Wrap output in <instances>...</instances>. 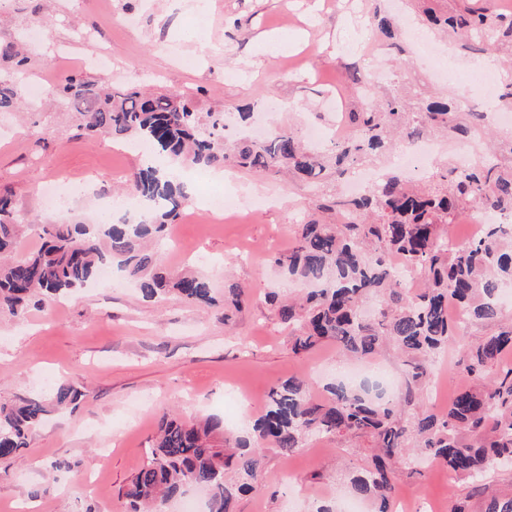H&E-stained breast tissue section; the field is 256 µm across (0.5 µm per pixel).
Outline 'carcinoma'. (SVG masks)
<instances>
[{
  "mask_svg": "<svg viewBox=\"0 0 512 512\" xmlns=\"http://www.w3.org/2000/svg\"><path fill=\"white\" fill-rule=\"evenodd\" d=\"M428 21L457 31L463 47L490 53L512 44V16L484 7L448 16L427 12ZM21 40L0 38V112H16L24 94L20 67ZM64 96L78 118L76 130L88 138L103 137L145 145L149 153L166 154L178 164L209 167L228 163L257 174L286 169L308 185L319 182L324 166L317 151L292 132L274 128L261 141L240 139L231 148L224 138L222 112L202 113L183 94L154 95L133 86L70 78L50 88L47 99ZM459 108L446 100L424 104L411 116L406 103L391 98L367 103L351 113L355 134L335 143L336 164H353L363 155L381 156L394 135L413 142L427 127H442L465 138L479 122L458 120ZM437 184L416 190L395 176H386L366 194L317 204L319 211H336V223L322 224L305 214L297 225L295 246L274 258L284 274L313 283L304 303L278 299L282 323L291 329L295 352H308L332 340L345 352L367 355L384 344L408 357L410 381L404 402H423L434 354L448 344L453 325L448 302L453 301L471 321H498L503 311L497 288L512 281V229L489 224L482 238L448 247L441 226L452 224L466 209L480 203L512 213V173L496 163L477 162L462 172L447 168L436 173ZM134 196L149 202L151 211L140 222L114 223L100 216L74 224L29 220L8 197H0V314L23 317L33 298L75 293L87 286L98 269L108 265L153 298L172 289L202 308L211 307L208 279L199 272L169 277L161 267L171 223L190 197L177 182L173 168L150 165L134 176ZM41 244L22 258L15 256L20 227ZM398 254L423 283L410 294L387 267V255ZM378 296L381 306L369 319L364 299ZM512 351V323L463 350L460 365L473 378L472 387L452 399L442 414L422 412L412 420L400 405L381 403L379 385L344 384L326 387L317 401L310 385L289 379L270 388L263 413L252 432L237 440L231 454L216 446L224 434L215 417L187 422L163 415L159 434L148 448L146 462L124 492L127 512H161L162 506L190 487L207 489L208 512H234L238 496L263 477L265 447L289 454L314 435L367 436L377 450L373 468L355 475L353 494L368 498L372 512H391L392 470L400 461L418 472L438 462L475 490L486 489L492 471H512V367L491 377L487 367ZM80 392L61 385L49 398H23L0 404V458L26 447L28 433L41 424L46 403L58 407L77 402Z\"/></svg>",
  "mask_w": 512,
  "mask_h": 512,
  "instance_id": "cac0c4a2",
  "label": "carcinoma"
}]
</instances>
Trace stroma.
Wrapping results in <instances>:
<instances>
[{"label": "stroma", "instance_id": "1", "mask_svg": "<svg viewBox=\"0 0 512 512\" xmlns=\"http://www.w3.org/2000/svg\"><path fill=\"white\" fill-rule=\"evenodd\" d=\"M8 0L0 5V35L40 27L46 40L28 48L27 79L59 84L67 78L103 79L100 70L80 64L86 48L78 30L95 27L113 62L137 73L133 84L160 94L192 95L201 112L229 118L224 135L239 137L235 117L263 113L264 123L307 138L309 126L328 129L332 98L345 112L362 111L366 101L393 97L418 111L432 95L486 102L481 80L512 74L506 58L468 52L448 55L447 38L429 34L424 46L408 37L393 42L371 31L374 10L417 17L418 0ZM282 28L301 29L308 38L296 53L297 71L282 69L278 58L254 66L263 36ZM200 55L196 69L178 66L159 43ZM373 79L370 96L356 94L352 73ZM46 133L29 135L24 117L4 116L11 129L0 140V192L30 218L72 221L94 217L101 193L118 200L130 191L135 174L147 164L134 145L120 140L76 136L62 105L42 107ZM478 153L495 151L502 169H512V123L487 125L474 134ZM224 180L212 168L183 166L177 178L191 182L197 196L223 191L230 213L223 219L184 210L170 227L172 243L163 254L173 272L196 269L211 282L215 307L200 308L171 293L158 301L143 298L138 287H88L49 307H30L25 317L0 315V404L44 396L59 385L78 388L76 408L49 410L28 436L19 458L0 459V512L18 501H33L38 512H125L119 491L146 461L145 450L163 412L186 418L213 415L237 435L244 422L229 388L247 390L253 415H261L271 387L301 378L322 399L326 384L347 361L335 343L294 352L288 330L265 302L269 291L291 293L289 280L274 266L287 253L303 213L315 194L295 178L258 175L225 168ZM55 182L80 184V191L57 209L47 208L41 192ZM272 194V204L257 209L253 200ZM250 259H242V252ZM244 288V308L225 319L222 301L230 285ZM496 323L474 321L463 343H450L436 357L439 395L433 412L447 410L453 395L471 387L454 367L463 345L478 343ZM371 462L367 439L322 436L293 455L268 449L264 480L241 496L236 512H318L340 507L351 478ZM98 481L86 488L87 477ZM394 492L411 504L420 498L443 507L465 503L484 512L486 497L440 464L410 473L398 467Z\"/></svg>", "mask_w": 512, "mask_h": 512}]
</instances>
